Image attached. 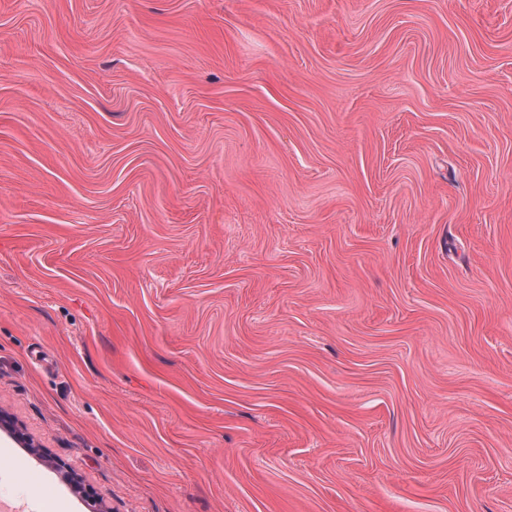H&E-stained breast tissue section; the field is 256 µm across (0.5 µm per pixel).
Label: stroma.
<instances>
[{"label": "stroma", "instance_id": "stroma-1", "mask_svg": "<svg viewBox=\"0 0 512 512\" xmlns=\"http://www.w3.org/2000/svg\"><path fill=\"white\" fill-rule=\"evenodd\" d=\"M8 512H512V0H0Z\"/></svg>", "mask_w": 512, "mask_h": 512}]
</instances>
